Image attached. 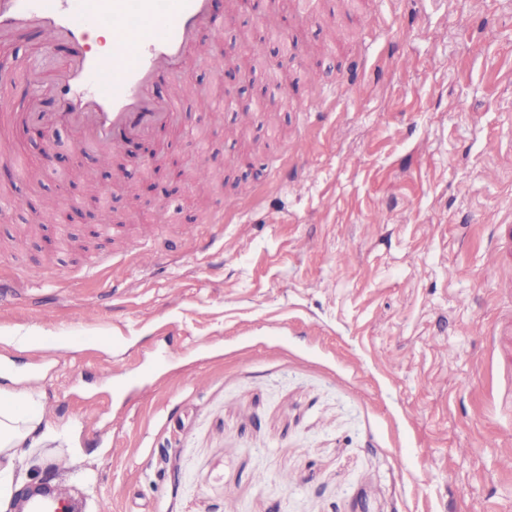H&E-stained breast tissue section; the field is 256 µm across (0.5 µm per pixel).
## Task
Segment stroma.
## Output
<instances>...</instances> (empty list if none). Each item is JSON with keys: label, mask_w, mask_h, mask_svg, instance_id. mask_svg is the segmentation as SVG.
Returning <instances> with one entry per match:
<instances>
[{"label": "stroma", "mask_w": 512, "mask_h": 512, "mask_svg": "<svg viewBox=\"0 0 512 512\" xmlns=\"http://www.w3.org/2000/svg\"><path fill=\"white\" fill-rule=\"evenodd\" d=\"M317 9L294 11L289 48L311 83L263 96L279 123L259 153L212 103L240 32L280 51L260 16L234 13L158 76L181 93L160 163L204 162L201 190L155 174L138 142L103 163L66 126L46 167L22 114L49 109L72 48L34 29L0 43L19 74L0 146L23 170L0 182V237L68 199L124 229L84 251L62 239L85 227L47 223L36 277L0 251V390L34 394L52 432L23 488L55 482L86 512H512V380L484 338L512 316V255L487 261L512 230V0ZM324 95L342 122L300 112ZM124 368L143 376L125 397Z\"/></svg>", "instance_id": "35a3bbf8"}]
</instances>
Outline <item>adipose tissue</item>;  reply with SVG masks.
Listing matches in <instances>:
<instances>
[{"instance_id": "1", "label": "adipose tissue", "mask_w": 512, "mask_h": 512, "mask_svg": "<svg viewBox=\"0 0 512 512\" xmlns=\"http://www.w3.org/2000/svg\"><path fill=\"white\" fill-rule=\"evenodd\" d=\"M43 420L41 407L31 395L0 392V512L9 508L18 463L46 436Z\"/></svg>"}]
</instances>
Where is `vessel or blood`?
<instances>
[{"label": "vessel or blood", "instance_id": "obj_1", "mask_svg": "<svg viewBox=\"0 0 512 512\" xmlns=\"http://www.w3.org/2000/svg\"><path fill=\"white\" fill-rule=\"evenodd\" d=\"M223 24L210 0H0V42L32 27L76 50L55 78L53 110L37 115L47 133L64 122L86 146L116 154L131 138L179 122L177 94L152 93L155 78L200 49L201 30ZM111 28L112 54L84 51L94 30ZM487 334L498 364H512V325L492 323Z\"/></svg>", "mask_w": 512, "mask_h": 512}]
</instances>
